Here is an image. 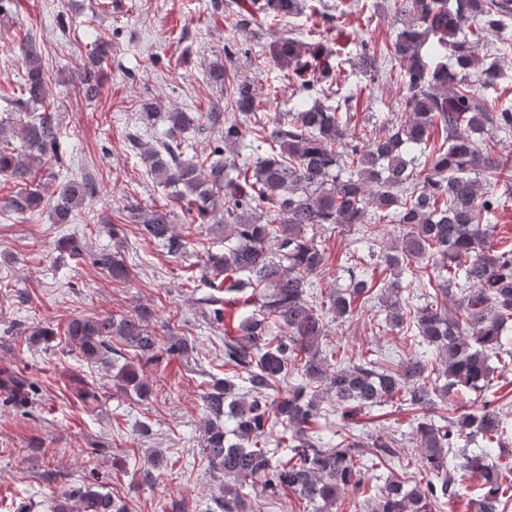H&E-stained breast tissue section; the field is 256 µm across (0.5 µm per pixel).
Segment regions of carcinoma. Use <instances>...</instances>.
Segmentation results:
<instances>
[{
	"label": "carcinoma",
	"instance_id": "cac0c4a2",
	"mask_svg": "<svg viewBox=\"0 0 512 512\" xmlns=\"http://www.w3.org/2000/svg\"><path fill=\"white\" fill-rule=\"evenodd\" d=\"M402 23L391 46L390 61L408 96L409 119L384 127L382 134L350 131V95L336 104L302 101L272 119L256 112L258 88L253 80L232 77L224 69L209 70V79L224 89V108L234 111L202 116L172 111L163 116L168 129L156 143L129 136L157 184L192 206L200 222L224 225V252L212 253L207 266L216 294L208 298L214 318L224 321L221 292L254 307L242 320V336L224 340V365L235 369L240 382L213 378L202 393L206 411L207 456L224 475V496L215 500L220 512H252L248 498L256 486L283 490L332 512L339 498L360 493L371 512H443L459 497L458 477L476 473L482 494L467 503L469 512H505V475L512 472V413L492 402L461 415H426L411 431L425 477L415 481L389 472L383 483L369 486L370 468L398 457L397 440L388 431L362 439L349 434L335 440L326 396L336 399L344 417L395 401L418 409L447 401L451 393L484 392L493 387L490 357L506 355L507 325L512 323V248L490 242L500 208L512 199V157H494L483 137L512 133V104L496 107L475 94L474 82L497 89V62L473 74L475 50L485 33L501 28L512 16V0H402ZM305 0H229L235 27L265 30L301 14ZM449 49L453 67L437 60ZM112 52V41L94 44L91 65L84 68L79 92L98 95V64ZM339 51L324 44L281 38L273 58L291 70L303 88L326 83L336 68ZM25 83L16 101L18 111L45 99L42 46L28 37L21 47ZM477 80H471V76ZM207 124L200 125L201 120ZM224 122V139L214 143L202 164L192 155L184 133ZM446 132L439 148L424 155L436 129ZM18 140L24 153L12 148ZM246 144L252 161L238 163L234 148ZM63 142L51 115L43 112L15 124L0 120V176L23 184L48 163H63ZM91 180H68L47 200L58 224H68L85 198L96 194ZM44 198L22 191L7 202L10 211H34ZM142 236L162 242L174 256L187 253L188 242L174 234L169 214L129 206ZM339 224L365 245L363 256H350L348 283L317 294L311 275L326 266V250L316 240L317 227ZM399 230L391 245L389 227ZM434 261L433 300L418 307L409 297L424 287L414 263ZM92 264L114 280H126L130 268L121 253L103 250ZM385 265L396 279L376 287L375 269ZM379 290L381 327L405 331L422 351L395 363L382 362L378 351L352 362L336 363L323 355L328 336L325 314L344 319ZM457 295L458 314L445 301ZM146 306L119 318L113 315L76 317L67 326V340L90 364L113 374L115 386L148 400L153 389L140 362L163 351L187 357L193 343L171 336L164 344L152 331ZM132 350L134 358L119 365L123 353L112 341ZM439 355V366L428 357ZM300 377L288 395L277 391L290 375ZM445 379L432 386L430 375ZM33 383L9 368H0V390L17 406L26 403ZM76 396L84 404L99 401V389L79 380ZM282 429L287 454L268 448L269 437ZM481 439L474 451L459 441ZM56 512H128L103 491L91 475L64 493Z\"/></svg>",
	"mask_w": 512,
	"mask_h": 512
}]
</instances>
